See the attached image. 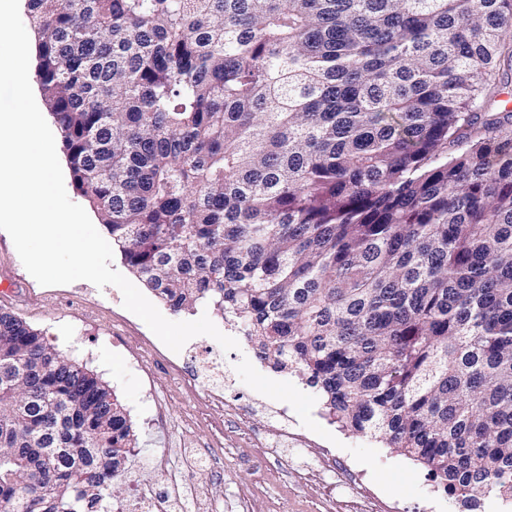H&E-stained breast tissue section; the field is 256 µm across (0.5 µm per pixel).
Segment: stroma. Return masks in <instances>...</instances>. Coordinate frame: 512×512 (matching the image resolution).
Here are the masks:
<instances>
[{"mask_svg":"<svg viewBox=\"0 0 512 512\" xmlns=\"http://www.w3.org/2000/svg\"><path fill=\"white\" fill-rule=\"evenodd\" d=\"M0 283V308L109 382L138 436L129 474L161 491L168 476L153 469L156 455L179 464L196 459L185 472L191 512H364L370 491L407 512H448L447 494L432 490L422 464L332 423L316 388L257 359L243 332L224 319L214 323L239 347L221 352L218 369H205L198 352L214 339L194 337L175 353L124 308L117 287L84 280L40 285L1 230ZM217 387L224 403L210 397ZM278 408L303 435L301 445L271 446V412ZM326 458L340 468H364V484L330 497L336 475L323 468Z\"/></svg>","mask_w":512,"mask_h":512,"instance_id":"35a3bbf8","label":"stroma"}]
</instances>
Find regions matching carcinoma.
<instances>
[{
	"mask_svg": "<svg viewBox=\"0 0 512 512\" xmlns=\"http://www.w3.org/2000/svg\"><path fill=\"white\" fill-rule=\"evenodd\" d=\"M75 189L175 313L512 499V0H26ZM110 384L0 310V512H112Z\"/></svg>",
	"mask_w": 512,
	"mask_h": 512,
	"instance_id": "cac0c4a2",
	"label": "carcinoma"
}]
</instances>
